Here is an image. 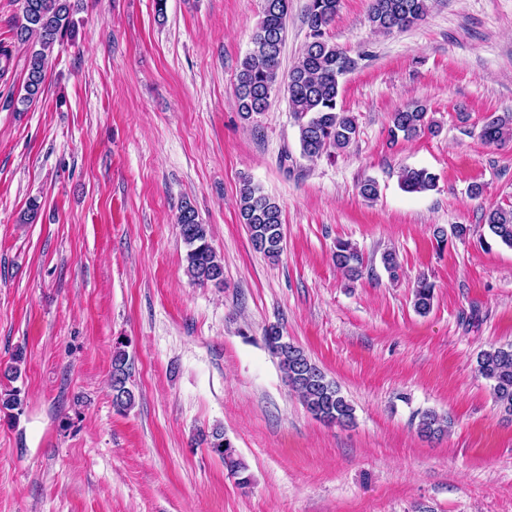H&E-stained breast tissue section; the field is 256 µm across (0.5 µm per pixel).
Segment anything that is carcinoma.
I'll return each mask as SVG.
<instances>
[{"label": "carcinoma", "instance_id": "1", "mask_svg": "<svg viewBox=\"0 0 512 512\" xmlns=\"http://www.w3.org/2000/svg\"><path fill=\"white\" fill-rule=\"evenodd\" d=\"M429 0H370L368 21L381 33L403 30L422 21L428 13ZM289 0H264L263 17L251 39L252 47L240 64L235 94L243 119L249 120L265 112L272 93L284 87L290 111L298 122L301 153L318 157L328 151L348 148L359 135L356 118L339 104L340 79L355 66V61L327 36L341 7V0H309L304 23L308 40L300 56L280 78L281 55L286 36ZM72 0H23L22 17L14 27V39L29 45V63L18 102L28 105L39 99L46 78V61L53 45L73 36ZM438 132V125L428 116L427 107L419 102L391 113L389 136L396 140L415 138ZM481 139L488 145L501 146L512 141V113L491 116L482 126ZM437 176L425 168H405L400 173V187L408 193L435 189ZM239 215L246 224L254 248L267 258L276 260L283 251L282 211L277 202L262 188L247 181L240 191ZM485 224L489 232L512 248V206L488 210ZM179 234L187 248V273L200 286L224 281V264L210 242L207 226L202 224L195 208L188 202L180 206L177 217ZM336 266L355 274L362 264L357 247L349 241L336 242ZM434 286L427 278L419 279L414 289V310L420 315L430 312ZM265 343L279 359L288 386L305 408L325 424L348 426L354 423V407L342 394L338 384L327 378L305 353L284 340L279 327L265 330ZM476 373L486 380L497 406L512 416V344L492 346L476 357ZM132 362L122 341L112 351V405L125 412L135 404L129 387ZM22 405L21 390L13 388L0 393V412L15 417ZM419 431L427 437H440L448 431V418L433 410L422 413ZM207 447L223 461L228 474L238 478V485H249L246 465L238 457L224 430L215 427L203 437Z\"/></svg>", "mask_w": 512, "mask_h": 512}]
</instances>
